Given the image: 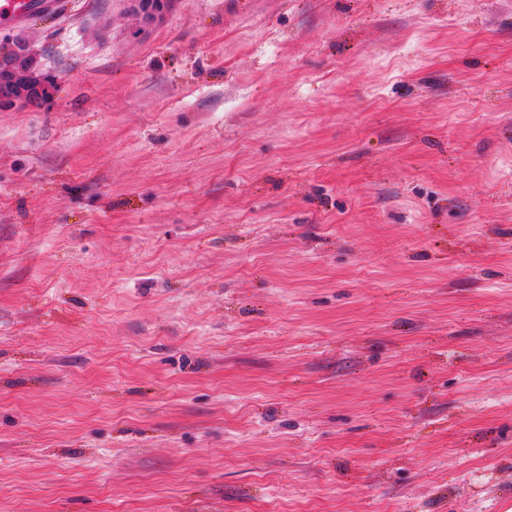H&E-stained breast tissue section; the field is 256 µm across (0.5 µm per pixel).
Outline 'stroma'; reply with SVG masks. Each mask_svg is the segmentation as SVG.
Here are the masks:
<instances>
[{
  "label": "stroma",
  "mask_w": 512,
  "mask_h": 512,
  "mask_svg": "<svg viewBox=\"0 0 512 512\" xmlns=\"http://www.w3.org/2000/svg\"><path fill=\"white\" fill-rule=\"evenodd\" d=\"M0 512L512 499V0H60L0 26ZM30 58L24 48L1 53L0 60V109L22 108L33 111L40 99L50 93L49 86L34 77Z\"/></svg>",
  "instance_id": "stroma-1"
}]
</instances>
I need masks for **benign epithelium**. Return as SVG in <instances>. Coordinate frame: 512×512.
Wrapping results in <instances>:
<instances>
[{
    "label": "benign epithelium",
    "mask_w": 512,
    "mask_h": 512,
    "mask_svg": "<svg viewBox=\"0 0 512 512\" xmlns=\"http://www.w3.org/2000/svg\"><path fill=\"white\" fill-rule=\"evenodd\" d=\"M136 10L147 22L166 10L164 0H134ZM31 67L26 50L19 48L0 56V109L22 108L32 111L50 93L49 86L27 72Z\"/></svg>",
    "instance_id": "7a95c632"
}]
</instances>
